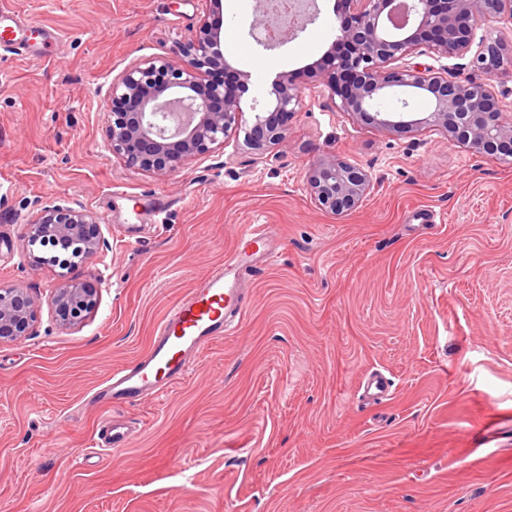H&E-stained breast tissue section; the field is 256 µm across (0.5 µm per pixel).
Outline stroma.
Segmentation results:
<instances>
[{
    "mask_svg": "<svg viewBox=\"0 0 512 512\" xmlns=\"http://www.w3.org/2000/svg\"><path fill=\"white\" fill-rule=\"evenodd\" d=\"M4 2L59 37L0 43V283L40 300L30 335L0 343V512H512V163L364 124L310 86L264 155L239 131L170 176L129 169L105 147L112 79L187 39L202 0ZM317 5L267 50L249 34L255 0H222L230 65L265 63L245 119L329 48L337 3ZM329 156L371 180L353 211L310 197L306 171ZM53 202L96 216L98 257L63 272L52 248L25 251ZM250 224L275 229L280 255L246 279L237 331L165 397L119 410L132 446L91 453L94 390ZM63 274L99 290L73 326L46 303ZM374 371L392 391L366 405Z\"/></svg>",
    "mask_w": 512,
    "mask_h": 512,
    "instance_id": "1",
    "label": "stroma"
}]
</instances>
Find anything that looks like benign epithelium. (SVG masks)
I'll return each mask as SVG.
<instances>
[{
	"instance_id": "benign-epithelium-1",
	"label": "benign epithelium",
	"mask_w": 512,
	"mask_h": 512,
	"mask_svg": "<svg viewBox=\"0 0 512 512\" xmlns=\"http://www.w3.org/2000/svg\"><path fill=\"white\" fill-rule=\"evenodd\" d=\"M206 8L191 37L177 41L169 56H155L125 67L112 78L107 99V146L126 167L168 176L196 157L222 147L242 126L241 99L250 75L232 69L221 49L220 0ZM336 38L312 66L282 72L273 81L269 105L254 113L245 144L258 155L287 138L288 117L303 105V87L311 78L325 86L340 112L389 132L426 125L480 153L512 159V107L483 81H459L448 69L412 64L405 59L429 55L464 59L471 52L482 20L512 18V0H341ZM270 22L267 0H256L250 29ZM473 67L494 77L512 67V51L497 41H481ZM402 89L423 94L429 115L412 119L410 103L383 108ZM307 185L315 204L334 214L358 207L370 186L366 173L334 156L313 163ZM27 243L78 245L75 253L91 259L104 240L96 217L79 207L49 205L25 225ZM49 304L74 325L98 305V289L63 280ZM36 300L19 285L0 283V342L27 336Z\"/></svg>"
}]
</instances>
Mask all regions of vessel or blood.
<instances>
[{
    "label": "vessel or blood",
    "mask_w": 512,
    "mask_h": 512,
    "mask_svg": "<svg viewBox=\"0 0 512 512\" xmlns=\"http://www.w3.org/2000/svg\"><path fill=\"white\" fill-rule=\"evenodd\" d=\"M278 254L268 227L251 226L235 250L196 287L187 292L160 322L152 342L139 359L113 371L97 389L94 406L139 405L164 396L185 379L196 356L212 341L235 328L248 300L241 282L246 275L271 265ZM101 441L112 451L127 447L133 435L122 421L102 420Z\"/></svg>",
    "instance_id": "vessel-or-blood-1"
}]
</instances>
